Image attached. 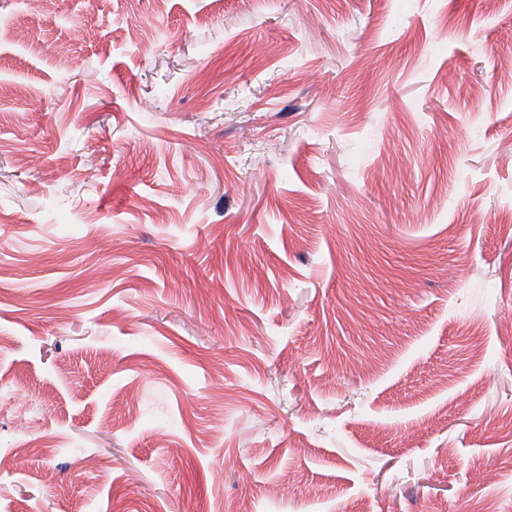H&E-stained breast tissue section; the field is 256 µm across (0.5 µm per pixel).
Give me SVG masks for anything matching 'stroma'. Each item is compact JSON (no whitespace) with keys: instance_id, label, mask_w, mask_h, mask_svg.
Masks as SVG:
<instances>
[{"instance_id":"obj_1","label":"stroma","mask_w":512,"mask_h":512,"mask_svg":"<svg viewBox=\"0 0 512 512\" xmlns=\"http://www.w3.org/2000/svg\"><path fill=\"white\" fill-rule=\"evenodd\" d=\"M508 315L512 0H0V512H512Z\"/></svg>"}]
</instances>
